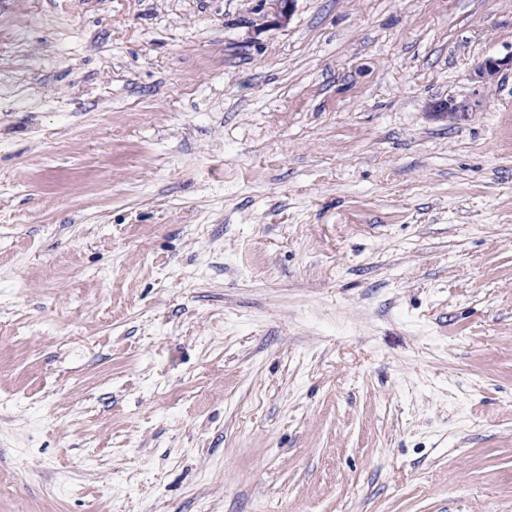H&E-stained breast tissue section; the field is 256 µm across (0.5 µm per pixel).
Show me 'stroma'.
Instances as JSON below:
<instances>
[{"mask_svg": "<svg viewBox=\"0 0 512 512\" xmlns=\"http://www.w3.org/2000/svg\"><path fill=\"white\" fill-rule=\"evenodd\" d=\"M258 7L0 0V512H512V0ZM512 67V49L499 58H487L477 65L474 71V80L477 87H487L494 83L505 67ZM477 94L465 96L462 99L450 96L448 99L440 100L432 105V112L447 117L452 121H465L472 112L477 111L479 100Z\"/></svg>", "mask_w": 512, "mask_h": 512, "instance_id": "stroma-1", "label": "stroma"}]
</instances>
